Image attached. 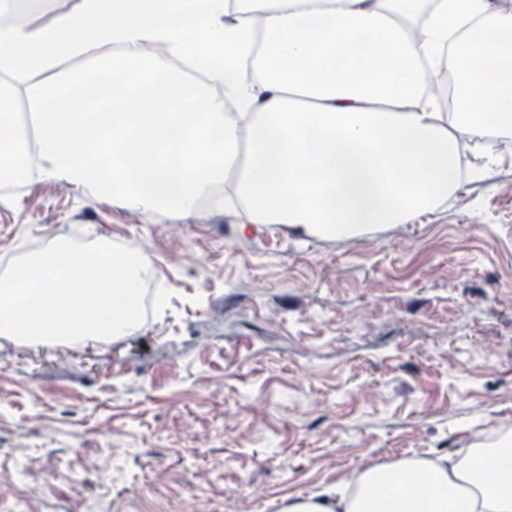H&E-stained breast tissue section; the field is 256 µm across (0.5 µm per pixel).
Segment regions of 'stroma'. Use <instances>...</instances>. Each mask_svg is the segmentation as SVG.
Returning <instances> with one entry per match:
<instances>
[{"instance_id":"obj_1","label":"stroma","mask_w":512,"mask_h":512,"mask_svg":"<svg viewBox=\"0 0 512 512\" xmlns=\"http://www.w3.org/2000/svg\"><path fill=\"white\" fill-rule=\"evenodd\" d=\"M459 144L482 177L353 239L0 190V258L101 237L148 252L154 287L127 336L0 335V512H281L512 432V161Z\"/></svg>"}]
</instances>
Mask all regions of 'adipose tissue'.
Masks as SVG:
<instances>
[{"label":"adipose tissue","mask_w":512,"mask_h":512,"mask_svg":"<svg viewBox=\"0 0 512 512\" xmlns=\"http://www.w3.org/2000/svg\"><path fill=\"white\" fill-rule=\"evenodd\" d=\"M444 68L462 111L429 90ZM460 132L512 144V9L494 0H79L0 24V182L87 186L161 217L230 183L249 223L352 238L455 193ZM285 512H512V436L372 467L355 495Z\"/></svg>","instance_id":"obj_1"}]
</instances>
